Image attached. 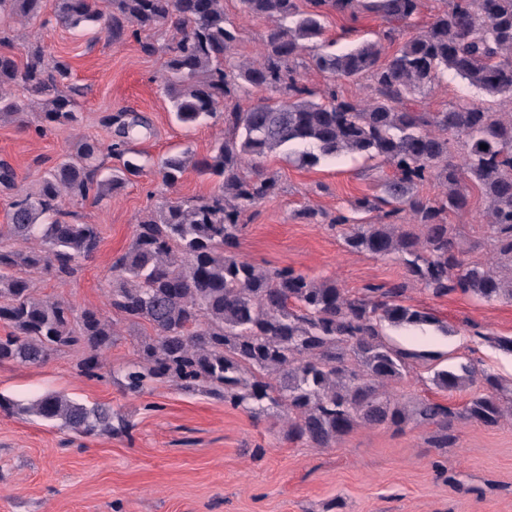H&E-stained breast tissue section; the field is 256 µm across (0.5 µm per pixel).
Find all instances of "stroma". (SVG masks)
Wrapping results in <instances>:
<instances>
[{"label": "stroma", "mask_w": 512, "mask_h": 512, "mask_svg": "<svg viewBox=\"0 0 512 512\" xmlns=\"http://www.w3.org/2000/svg\"><path fill=\"white\" fill-rule=\"evenodd\" d=\"M54 11L53 0H46L41 21L16 26L9 45L21 52V37L28 33L48 56L68 64L66 84L77 91L78 121L71 128H45L31 112L23 122L0 123V162L15 173L13 185L0 184V224L7 221L10 202L35 191L81 138L107 145L115 130L110 117L124 110L147 117L148 129L133 144L144 172L100 203L64 202L71 222L99 226L97 254L75 276H33L40 296L109 316L112 263L131 244L138 221L165 201L202 198L215 188L214 178L192 167L176 187H167L158 162L183 151L203 158L227 128L220 115L190 127L175 120L161 86L168 28L152 33L157 50L148 54L129 36L115 41L103 33L74 32L56 21ZM224 12L238 28L237 57L259 59L272 21L245 15L240 0H224ZM325 27L339 51L375 38L384 23L367 14H332ZM298 74L319 93L332 87L349 100L371 96L365 77L337 79L305 66ZM461 99L492 112L512 111V99L488 96L452 76L417 96L415 105L441 112ZM264 168L278 189L242 215L238 257L264 267L288 266L317 281L332 279L355 295L404 284V304L430 313L435 322L387 328L394 343L417 354L391 393L407 404L429 398L449 406L456 414L451 446L432 447L428 428L381 425L355 428L329 448H311L289 440L273 411L256 418L168 383L140 395L125 393L113 373L135 358L137 337L152 329L122 323L96 377L79 372L77 347L41 364L0 363L1 396L27 404L60 392L110 407L126 423L118 434L84 436L33 415L0 411V512H512V416L489 427L467 420L469 392L444 393L432 382L436 370L462 364L512 382V353L495 343L512 337V303L458 291L433 296L400 257H376L346 244L342 226L332 219L350 213L358 198L384 195L391 171L378 161L348 156L310 165L292 153L268 158ZM469 199L447 222L469 263L494 265L486 204L474 192ZM309 209L326 212L328 223H309Z\"/></svg>", "instance_id": "stroma-1"}]
</instances>
